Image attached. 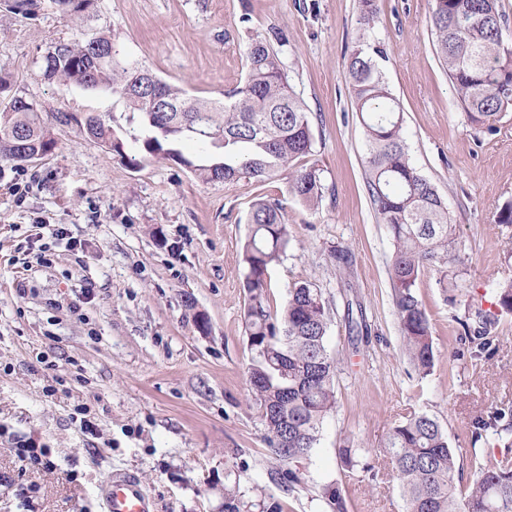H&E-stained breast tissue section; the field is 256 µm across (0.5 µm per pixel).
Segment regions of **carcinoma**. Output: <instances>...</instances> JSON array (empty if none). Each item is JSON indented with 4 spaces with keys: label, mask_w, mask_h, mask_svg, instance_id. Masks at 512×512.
Wrapping results in <instances>:
<instances>
[{
    "label": "carcinoma",
    "mask_w": 512,
    "mask_h": 512,
    "mask_svg": "<svg viewBox=\"0 0 512 512\" xmlns=\"http://www.w3.org/2000/svg\"><path fill=\"white\" fill-rule=\"evenodd\" d=\"M65 18L82 20L95 10L96 0H54ZM8 10L35 15L34 0H8ZM360 24L369 28L377 0H358ZM499 0H434L431 28L458 99L472 123L495 129L502 112L512 108V42L503 36ZM384 52L361 44L347 60V74L356 112L364 130L366 188L375 213L394 244L389 268L403 350L419 375L434 366L429 315L416 294L422 272L440 274L448 287V272L460 263L454 249V227L448 208L435 187L411 162L402 134V115L377 59ZM247 76L226 100H204L177 85L155 79L152 92L136 87L145 69L118 58L112 38L83 27L68 39L48 47L41 75L50 83L83 90L110 92L138 115L152 135L144 140L149 154L167 155L193 169L204 182L265 183L281 178L287 192L311 206L322 197L320 169L306 165L314 133L309 111L288 83L278 54L269 41L257 38L246 48ZM206 116L199 126L195 118ZM84 133L119 156L124 143L100 115L90 114ZM188 138L202 153L224 152V159L195 164L166 145ZM56 146L42 108L37 104L0 106V159L21 163V152L48 156ZM249 234L242 262L249 386L258 401L270 453L288 464L314 448L323 419L335 407L338 359L325 345L329 308L320 290L302 282L289 289L281 312L267 301L266 275L289 243L288 223L276 201L258 199L252 205ZM497 303L512 310V279L497 284ZM460 344L480 358L496 348L497 313L467 305ZM503 446L500 455L485 460L476 445L488 436ZM469 460L450 448L439 422L413 412L394 423L375 452L391 465L399 482L403 512H512V406L478 417L470 429ZM470 466L472 479L456 485Z\"/></svg>",
    "instance_id": "obj_1"
}]
</instances>
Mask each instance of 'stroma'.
I'll return each mask as SVG.
<instances>
[{
	"label": "stroma",
	"mask_w": 512,
	"mask_h": 512,
	"mask_svg": "<svg viewBox=\"0 0 512 512\" xmlns=\"http://www.w3.org/2000/svg\"><path fill=\"white\" fill-rule=\"evenodd\" d=\"M39 3L29 18L0 6V74L50 112L57 143L24 167L0 160V512H100L98 486L116 468L142 478L156 512H330L328 485L341 488L346 512H402L396 481L372 454L392 423L427 413L465 456L472 420L512 405V311L499 317L491 357L457 353L466 302L494 301L497 280L512 278V224L498 221L512 202V109L492 132L470 121L433 45V0H378L366 34L358 0H97L94 25L122 57L201 99L243 81L253 38L283 32L275 49L311 111V161L322 171L310 207L281 180L201 182L186 165L199 155L192 141L176 142L182 161L151 156L118 97L45 82L43 54L76 24L52 0ZM363 36L385 53L411 161L456 226L465 300H449L432 270L416 288L435 348L425 377L402 353L394 247L366 188L346 72ZM90 114L113 126L125 156L81 132ZM259 198L282 203L290 230L269 271V305L281 308L295 283L318 288L326 343L341 361L336 408L292 464L270 454L247 381L242 247ZM44 220L66 239H35ZM43 244L46 266L35 259ZM83 410L94 433L80 428ZM29 446L47 449L52 468L22 465L16 451ZM290 469L298 483L285 479Z\"/></svg>",
	"instance_id": "obj_1"
}]
</instances>
